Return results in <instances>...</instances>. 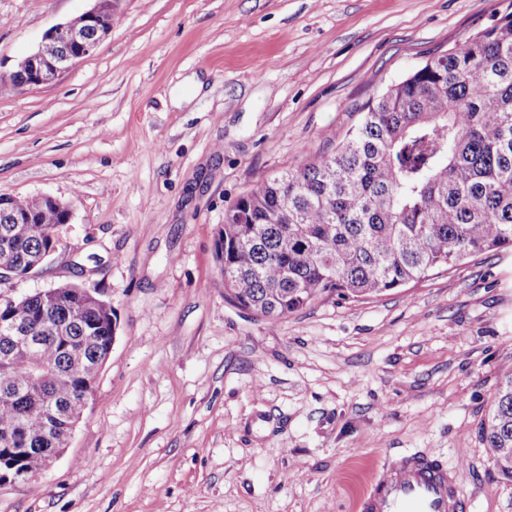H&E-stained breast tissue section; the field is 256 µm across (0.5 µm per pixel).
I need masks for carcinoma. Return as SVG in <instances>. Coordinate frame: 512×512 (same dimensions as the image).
Here are the masks:
<instances>
[{
    "mask_svg": "<svg viewBox=\"0 0 512 512\" xmlns=\"http://www.w3.org/2000/svg\"><path fill=\"white\" fill-rule=\"evenodd\" d=\"M64 222L48 202L11 198L0 261L23 277ZM216 246L225 298L272 325L324 296L359 301L512 250V12L388 86L334 153L239 195ZM80 289L58 285L50 307L38 294L0 305L30 333L0 335V472L37 469L93 394L117 318ZM482 434L512 481V371Z\"/></svg>",
    "mask_w": 512,
    "mask_h": 512,
    "instance_id": "cac0c4a2",
    "label": "carcinoma"
}]
</instances>
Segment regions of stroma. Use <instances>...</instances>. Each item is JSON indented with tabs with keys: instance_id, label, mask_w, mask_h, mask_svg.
<instances>
[{
	"instance_id": "obj_1",
	"label": "stroma",
	"mask_w": 512,
	"mask_h": 512,
	"mask_svg": "<svg viewBox=\"0 0 512 512\" xmlns=\"http://www.w3.org/2000/svg\"><path fill=\"white\" fill-rule=\"evenodd\" d=\"M92 0H0V70ZM512 0H114L96 53L0 89V194L72 203L29 296L74 282L117 315L70 446L0 512H355L403 453L512 512L480 433L512 368V251L269 325L224 296V211L335 151L364 105Z\"/></svg>"
}]
</instances>
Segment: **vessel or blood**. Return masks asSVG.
Segmentation results:
<instances>
[{"instance_id":"1","label":"vessel or blood","mask_w":512,"mask_h":512,"mask_svg":"<svg viewBox=\"0 0 512 512\" xmlns=\"http://www.w3.org/2000/svg\"><path fill=\"white\" fill-rule=\"evenodd\" d=\"M357 512H466L455 474L429 455H403L383 468Z\"/></svg>"}]
</instances>
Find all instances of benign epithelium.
<instances>
[{"label":"benign epithelium","instance_id":"1","mask_svg":"<svg viewBox=\"0 0 512 512\" xmlns=\"http://www.w3.org/2000/svg\"><path fill=\"white\" fill-rule=\"evenodd\" d=\"M82 18L83 28L70 19L52 27L37 48L17 63L12 73L19 75L18 87L50 83L93 54L112 30V0H94Z\"/></svg>","mask_w":512,"mask_h":512}]
</instances>
